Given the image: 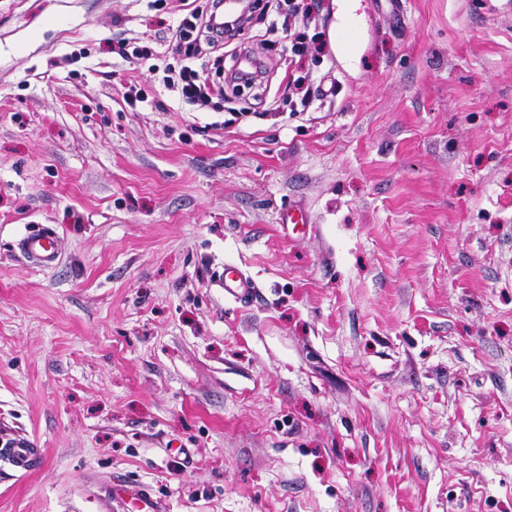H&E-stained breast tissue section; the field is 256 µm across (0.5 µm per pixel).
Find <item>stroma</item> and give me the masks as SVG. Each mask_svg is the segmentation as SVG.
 Masks as SVG:
<instances>
[{
	"mask_svg": "<svg viewBox=\"0 0 512 512\" xmlns=\"http://www.w3.org/2000/svg\"><path fill=\"white\" fill-rule=\"evenodd\" d=\"M314 2L322 61L252 22L224 65L262 83L200 111L160 70L209 0H0V445L45 459L0 463V512L122 479L163 512H512V0ZM309 70L335 98L271 112ZM19 249L29 259L43 267L52 266L59 258L56 235L48 228L25 236L19 242ZM224 295L233 297L238 302L246 303L252 295L256 283L249 276L232 265L224 266ZM0 458L19 472H28L43 464L38 449L33 448L30 442L24 440L14 441L7 448H0Z\"/></svg>",
	"mask_w": 512,
	"mask_h": 512,
	"instance_id": "obj_1",
	"label": "stroma"
}]
</instances>
